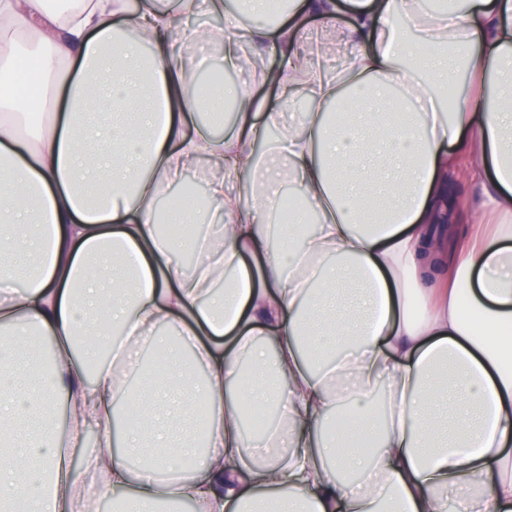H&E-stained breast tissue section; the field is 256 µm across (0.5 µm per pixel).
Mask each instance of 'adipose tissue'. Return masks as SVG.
<instances>
[{
  "instance_id": "1",
  "label": "adipose tissue",
  "mask_w": 512,
  "mask_h": 512,
  "mask_svg": "<svg viewBox=\"0 0 512 512\" xmlns=\"http://www.w3.org/2000/svg\"><path fill=\"white\" fill-rule=\"evenodd\" d=\"M247 5L244 28L208 0L224 24L207 36L232 69L279 57L281 103L307 102L271 143L279 106L229 83L231 130L185 133L208 108L175 22L195 0H0V83L32 58L41 86L0 91V512H448L453 489L512 512V0ZM202 160L227 222L216 240L178 216L187 268L155 204ZM463 167L481 200L443 238ZM283 173L320 216L310 235L305 212L274 221ZM28 335L54 348L36 386L13 351ZM245 401L278 408L261 444Z\"/></svg>"
}]
</instances>
